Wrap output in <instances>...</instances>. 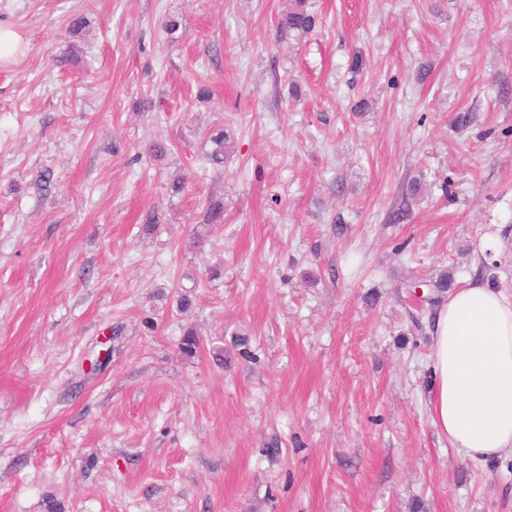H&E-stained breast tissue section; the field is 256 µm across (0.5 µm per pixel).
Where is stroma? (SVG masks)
Instances as JSON below:
<instances>
[{
    "label": "stroma",
    "mask_w": 512,
    "mask_h": 512,
    "mask_svg": "<svg viewBox=\"0 0 512 512\" xmlns=\"http://www.w3.org/2000/svg\"><path fill=\"white\" fill-rule=\"evenodd\" d=\"M310 3L0 0V512H512L411 288L512 276V0ZM292 6L281 15L276 24V40L299 39L311 33L319 18L309 6L308 0H292ZM20 43V37L14 29L0 26V62L15 59L21 49Z\"/></svg>",
    "instance_id": "1"
}]
</instances>
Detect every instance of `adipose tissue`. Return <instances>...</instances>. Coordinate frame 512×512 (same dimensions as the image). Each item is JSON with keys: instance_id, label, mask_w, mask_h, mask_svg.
<instances>
[{"instance_id": "1", "label": "adipose tissue", "mask_w": 512, "mask_h": 512, "mask_svg": "<svg viewBox=\"0 0 512 512\" xmlns=\"http://www.w3.org/2000/svg\"><path fill=\"white\" fill-rule=\"evenodd\" d=\"M427 368L432 422L459 456L512 454V292L476 281L437 308Z\"/></svg>"}]
</instances>
